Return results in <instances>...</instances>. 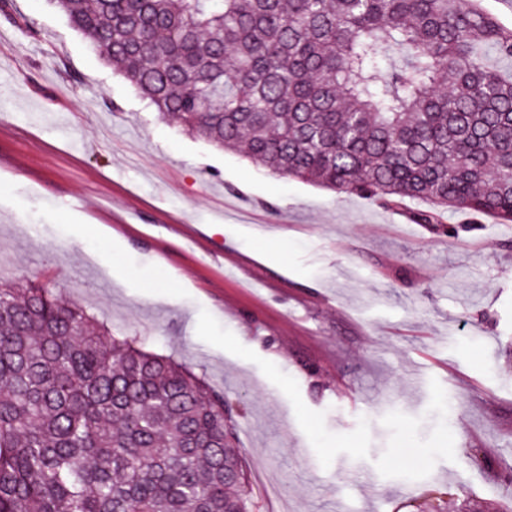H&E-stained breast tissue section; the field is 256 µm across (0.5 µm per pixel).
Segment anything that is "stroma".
Returning a JSON list of instances; mask_svg holds the SVG:
<instances>
[{
  "label": "stroma",
  "mask_w": 512,
  "mask_h": 512,
  "mask_svg": "<svg viewBox=\"0 0 512 512\" xmlns=\"http://www.w3.org/2000/svg\"><path fill=\"white\" fill-rule=\"evenodd\" d=\"M13 12L0 279L222 394L259 512L512 504V223L458 212L449 237L417 202L280 178L160 118L48 0Z\"/></svg>",
  "instance_id": "obj_1"
}]
</instances>
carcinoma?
<instances>
[{
    "label": "carcinoma",
    "mask_w": 512,
    "mask_h": 512,
    "mask_svg": "<svg viewBox=\"0 0 512 512\" xmlns=\"http://www.w3.org/2000/svg\"><path fill=\"white\" fill-rule=\"evenodd\" d=\"M154 106L272 173L512 223V27L477 0H52ZM224 396L0 283V512H256Z\"/></svg>",
    "instance_id": "cac0c4a2"
}]
</instances>
